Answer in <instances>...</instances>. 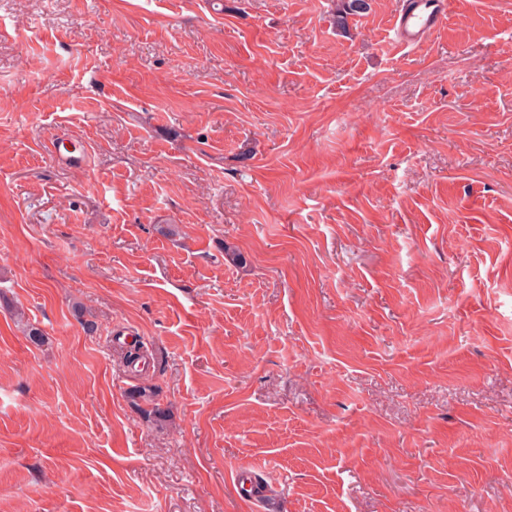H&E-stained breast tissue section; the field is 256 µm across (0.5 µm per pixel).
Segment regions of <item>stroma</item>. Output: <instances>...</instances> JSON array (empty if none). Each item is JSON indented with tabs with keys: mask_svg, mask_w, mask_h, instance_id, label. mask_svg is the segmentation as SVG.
Instances as JSON below:
<instances>
[{
	"mask_svg": "<svg viewBox=\"0 0 512 512\" xmlns=\"http://www.w3.org/2000/svg\"><path fill=\"white\" fill-rule=\"evenodd\" d=\"M447 2L0 0V512H512V0ZM336 8V26L345 30L349 16L361 15L367 12V0H340ZM446 0H406L391 30L396 42L405 47L421 45L446 17Z\"/></svg>",
	"mask_w": 512,
	"mask_h": 512,
	"instance_id": "obj_1",
	"label": "stroma"
}]
</instances>
